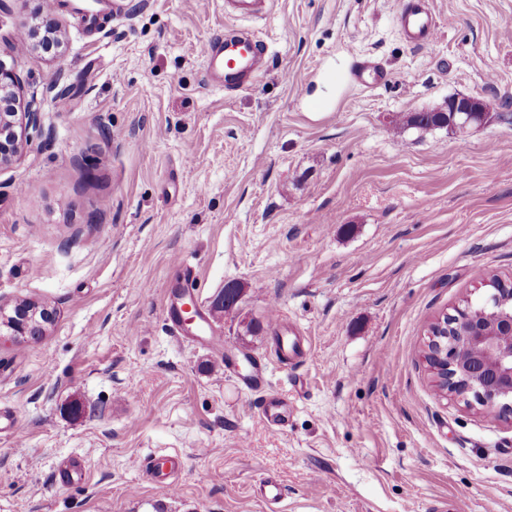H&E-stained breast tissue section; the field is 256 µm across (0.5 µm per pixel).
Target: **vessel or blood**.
Here are the masks:
<instances>
[{
    "label": "vessel or blood",
    "instance_id": "obj_1",
    "mask_svg": "<svg viewBox=\"0 0 512 512\" xmlns=\"http://www.w3.org/2000/svg\"><path fill=\"white\" fill-rule=\"evenodd\" d=\"M268 12L269 0H224V13L236 24L228 28L224 37L203 46L207 76L212 83L227 90H240L263 71L268 47L241 23ZM396 20L405 40L416 48H428L439 35L440 23L431 0H401ZM383 79L381 69L368 59L359 60L350 74L351 83L363 88L376 87ZM179 469L180 460L175 456L158 457L150 463L152 477L164 485Z\"/></svg>",
    "mask_w": 512,
    "mask_h": 512
}]
</instances>
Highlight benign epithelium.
Segmentation results:
<instances>
[{"mask_svg":"<svg viewBox=\"0 0 512 512\" xmlns=\"http://www.w3.org/2000/svg\"><path fill=\"white\" fill-rule=\"evenodd\" d=\"M16 67L0 60V168L12 163L25 147L41 136V112L34 101L18 92ZM454 120L450 128L464 129L483 121L489 108L483 100L453 97L449 100ZM487 321L462 318L444 341L432 340L434 361L447 362L448 383H463L460 397L472 398L488 409L512 407V296L505 299L491 289L485 298ZM54 312L29 299H18L11 311L0 305V337L43 336Z\"/></svg>","mask_w":512,"mask_h":512,"instance_id":"obj_1","label":"benign epithelium"}]
</instances>
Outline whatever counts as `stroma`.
Returning <instances> with one entry per match:
<instances>
[{
	"mask_svg": "<svg viewBox=\"0 0 512 512\" xmlns=\"http://www.w3.org/2000/svg\"><path fill=\"white\" fill-rule=\"evenodd\" d=\"M6 2L46 139L0 168V303L56 314L0 339L22 428L0 431V512H512V418L438 397L422 358L428 322L484 296L478 271L512 281V0H433L426 50L399 0H274L248 23L268 69L230 93L201 56L224 0H101L92 24L59 7L48 53L41 0ZM365 57L386 79L362 91ZM454 95L493 121L395 126ZM230 281L238 312L213 314ZM184 287L215 344L171 329ZM173 454L170 491L146 465ZM396 20L405 40L418 49L428 48L437 39L440 23L430 0H402Z\"/></svg>",
	"mask_w": 512,
	"mask_h": 512,
	"instance_id": "1",
	"label": "stroma"
}]
</instances>
